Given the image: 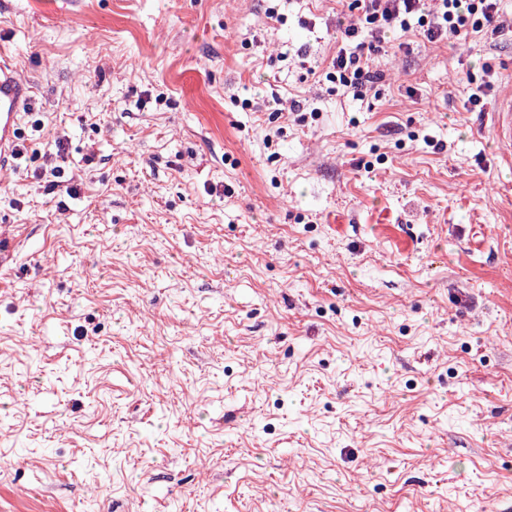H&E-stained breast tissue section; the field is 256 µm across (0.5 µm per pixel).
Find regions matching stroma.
<instances>
[{"label":"stroma","instance_id":"1","mask_svg":"<svg viewBox=\"0 0 512 512\" xmlns=\"http://www.w3.org/2000/svg\"><path fill=\"white\" fill-rule=\"evenodd\" d=\"M342 26L0 0L34 87L0 170V512L512 502V32L390 33L356 100ZM492 132L502 154L512 159V95L501 96L494 108Z\"/></svg>","mask_w":512,"mask_h":512}]
</instances>
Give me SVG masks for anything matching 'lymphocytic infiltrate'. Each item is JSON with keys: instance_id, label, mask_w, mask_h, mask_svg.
<instances>
[{"instance_id": "f902f5d3", "label": "lymphocytic infiltrate", "mask_w": 512, "mask_h": 512, "mask_svg": "<svg viewBox=\"0 0 512 512\" xmlns=\"http://www.w3.org/2000/svg\"><path fill=\"white\" fill-rule=\"evenodd\" d=\"M353 23L343 32L325 77L343 93L361 98L381 74L371 57L386 33L401 31L431 43L452 44L480 33L499 35L512 22L502 15L499 0H339Z\"/></svg>"}]
</instances>
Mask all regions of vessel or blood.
Returning a JSON list of instances; mask_svg holds the SVG:
<instances>
[{
	"mask_svg": "<svg viewBox=\"0 0 512 512\" xmlns=\"http://www.w3.org/2000/svg\"><path fill=\"white\" fill-rule=\"evenodd\" d=\"M31 83L22 78L13 62L0 58V166L18 158L21 116L32 98ZM492 132L503 157L512 159V95L501 96L494 108Z\"/></svg>",
	"mask_w": 512,
	"mask_h": 512,
	"instance_id": "b4317fda",
	"label": "vessel or blood"
}]
</instances>
